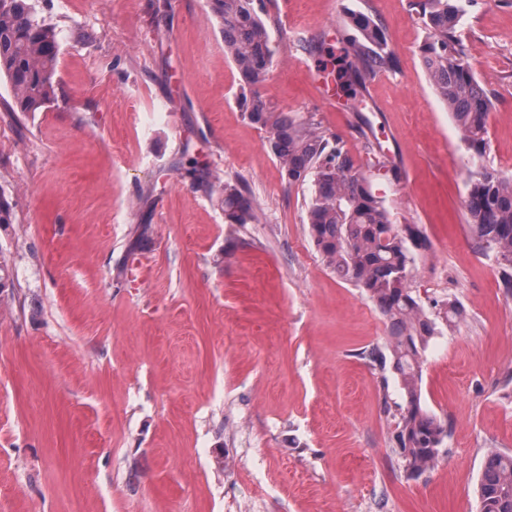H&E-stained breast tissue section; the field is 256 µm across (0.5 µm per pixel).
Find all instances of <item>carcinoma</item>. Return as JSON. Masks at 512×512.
<instances>
[{"label": "carcinoma", "mask_w": 512, "mask_h": 512, "mask_svg": "<svg viewBox=\"0 0 512 512\" xmlns=\"http://www.w3.org/2000/svg\"><path fill=\"white\" fill-rule=\"evenodd\" d=\"M232 59L251 95L244 98L250 122L270 132L267 146L288 184L312 180L306 221L309 236L327 267L360 288L386 320V350L370 359L396 376L403 406L394 442L406 479H418L442 455L448 423L421 402L425 352L431 340L463 318L456 300L426 310L413 296L410 281L417 258L430 248L419 224H396L384 197L383 180L398 178L377 157L367 140L366 162L355 164L339 138L313 117L273 112L258 88L273 68L271 36L262 0H209ZM419 15L426 30L420 55L441 101L461 133L470 184L465 202L467 224L477 247L493 254L505 297L512 298V178L486 164L488 118L493 107L456 35L463 0H422ZM346 63L338 79L357 98L366 76L392 68L384 30L366 14H353ZM59 41L55 28L40 18L30 0H0V74L10 83L14 112H36L55 99ZM228 224L257 220L253 201L238 185L224 184ZM477 512H512V453L488 451L477 487Z\"/></svg>", "instance_id": "1"}]
</instances>
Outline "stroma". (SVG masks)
Returning a JSON list of instances; mask_svg holds the SVG:
<instances>
[{
    "label": "stroma",
    "instance_id": "obj_1",
    "mask_svg": "<svg viewBox=\"0 0 512 512\" xmlns=\"http://www.w3.org/2000/svg\"><path fill=\"white\" fill-rule=\"evenodd\" d=\"M32 3L60 51L41 111L12 112L0 79V512H476L487 450L512 452V299L467 226V149L422 64L417 0H270L259 89L356 163L381 142L393 220L430 241L413 294L466 312L426 352L422 402L450 434L415 481L398 384L368 356L385 320L311 241L310 190L242 110L208 0ZM464 7L457 36L494 101L486 160L512 176V0ZM355 11L397 65L354 100L317 46L341 51ZM187 148L204 178L177 170ZM239 181L259 215L241 227L219 203Z\"/></svg>",
    "mask_w": 512,
    "mask_h": 512
}]
</instances>
